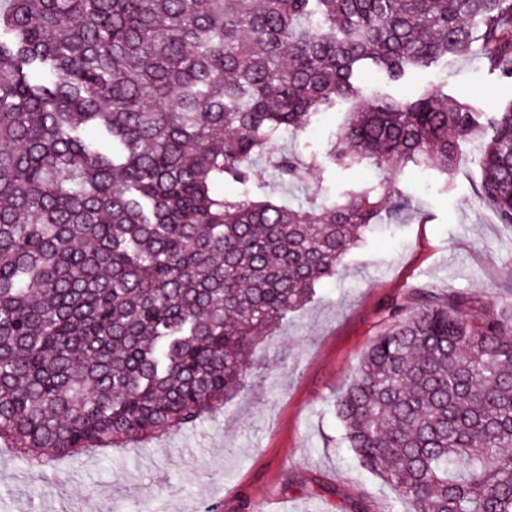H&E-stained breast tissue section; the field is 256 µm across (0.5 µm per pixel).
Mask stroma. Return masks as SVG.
I'll use <instances>...</instances> for the list:
<instances>
[{"label": "stroma", "instance_id": "stroma-1", "mask_svg": "<svg viewBox=\"0 0 512 512\" xmlns=\"http://www.w3.org/2000/svg\"><path fill=\"white\" fill-rule=\"evenodd\" d=\"M481 109L512 101V83L478 51L418 77ZM463 149L452 182L409 165L397 173L399 205L366 231L339 276L260 337L244 391L195 425L104 453L51 461L57 483L0 447V512H392L394 495L355 459L334 401L348 387L393 308L414 292L468 291L488 308L512 307V227L479 203L473 155ZM336 197L374 185V171L307 174Z\"/></svg>", "mask_w": 512, "mask_h": 512}]
</instances>
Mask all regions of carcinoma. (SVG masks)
<instances>
[{
    "label": "carcinoma",
    "instance_id": "1",
    "mask_svg": "<svg viewBox=\"0 0 512 512\" xmlns=\"http://www.w3.org/2000/svg\"><path fill=\"white\" fill-rule=\"evenodd\" d=\"M475 42L512 81V0H4L0 443L39 468L221 409L396 169L450 181L482 117L478 196L512 226V104L366 86V66L404 84ZM339 103L325 153L273 155ZM358 166L385 176L306 192ZM266 177L303 195L258 199ZM393 317L336 398L349 447L394 512H512V309L422 289ZM324 181L322 183V180ZM307 181L312 187L321 186L336 199L344 197L351 191L361 189L366 186L374 185L377 181V175L374 171L359 169H337L328 168L324 173L321 171H309Z\"/></svg>",
    "mask_w": 512,
    "mask_h": 512
}]
</instances>
